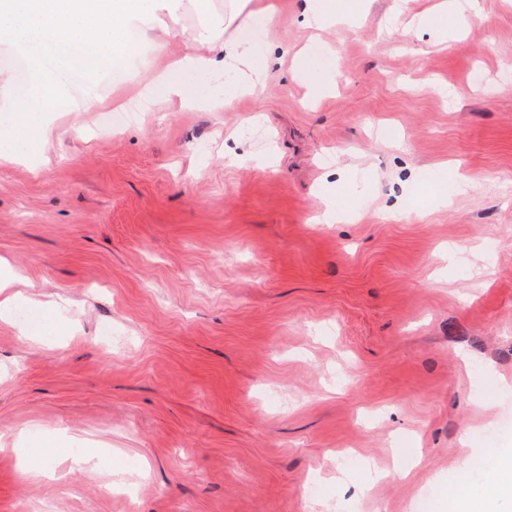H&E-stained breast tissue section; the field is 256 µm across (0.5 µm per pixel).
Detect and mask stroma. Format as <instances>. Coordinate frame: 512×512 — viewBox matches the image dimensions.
<instances>
[{"instance_id":"35a3bbf8","label":"stroma","mask_w":512,"mask_h":512,"mask_svg":"<svg viewBox=\"0 0 512 512\" xmlns=\"http://www.w3.org/2000/svg\"><path fill=\"white\" fill-rule=\"evenodd\" d=\"M262 98L139 45L92 110L0 112V512H451L512 450V0H353ZM336 74H320L321 51ZM331 92L307 101L310 83ZM149 107L112 136V96ZM52 133L41 137L39 126ZM59 304L22 335L32 302ZM468 430L467 445L458 441ZM39 463L42 473L23 476ZM380 479H371V472Z\"/></svg>"}]
</instances>
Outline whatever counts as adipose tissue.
I'll use <instances>...</instances> for the list:
<instances>
[{
  "mask_svg": "<svg viewBox=\"0 0 512 512\" xmlns=\"http://www.w3.org/2000/svg\"><path fill=\"white\" fill-rule=\"evenodd\" d=\"M189 8L202 16L212 14L210 0H0V41L28 58L33 77L28 99H50L57 92V75L36 52L45 39L54 40L89 69L121 65L132 49L134 33L152 45L157 60L168 61L174 36L169 22ZM246 10L270 24L277 18L274 0H232L223 18L200 36L201 51L169 61L171 69L185 78L175 87V95H188L189 78L218 68L230 78L225 97L263 93L265 73L276 59L269 52L257 53L238 21ZM495 473L489 489L457 500V512H490L496 502L512 499V453L498 456Z\"/></svg>",
  "mask_w": 512,
  "mask_h": 512,
  "instance_id": "adipose-tissue-1",
  "label": "adipose tissue"
}]
</instances>
